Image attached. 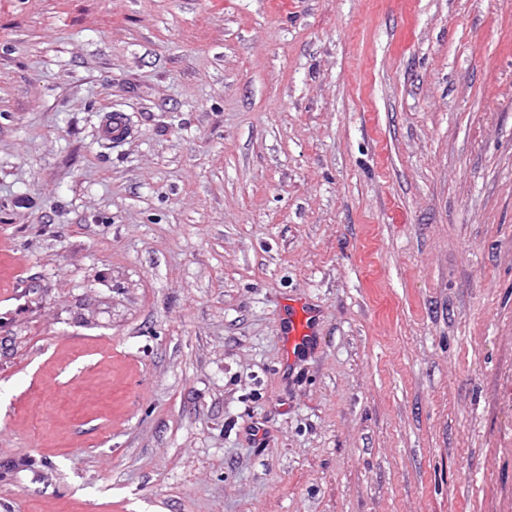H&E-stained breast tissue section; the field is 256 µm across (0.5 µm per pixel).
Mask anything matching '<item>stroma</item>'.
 <instances>
[{"instance_id": "35a3bbf8", "label": "stroma", "mask_w": 512, "mask_h": 512, "mask_svg": "<svg viewBox=\"0 0 512 512\" xmlns=\"http://www.w3.org/2000/svg\"><path fill=\"white\" fill-rule=\"evenodd\" d=\"M0 512H512V0H0ZM318 315L314 308L305 303L288 305V312L280 322L281 337L287 348L306 349L312 343Z\"/></svg>"}]
</instances>
